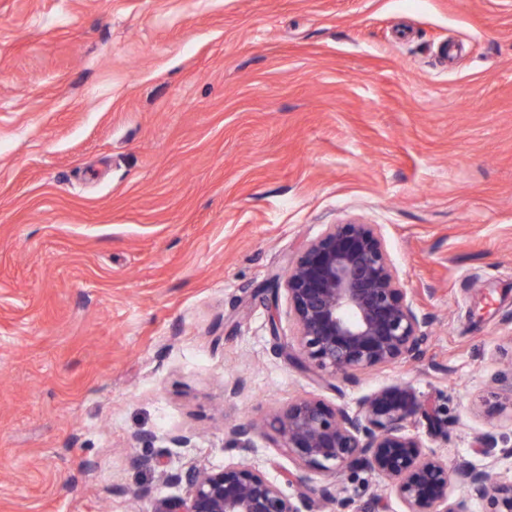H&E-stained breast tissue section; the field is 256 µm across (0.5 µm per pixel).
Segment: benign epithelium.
I'll list each match as a JSON object with an SVG mask.
<instances>
[{
  "mask_svg": "<svg viewBox=\"0 0 512 512\" xmlns=\"http://www.w3.org/2000/svg\"><path fill=\"white\" fill-rule=\"evenodd\" d=\"M288 314L296 328L302 367L323 377H355L399 360H417L427 338L431 317L407 298V289L392 265L384 239L373 224H331L307 244L288 266L285 277ZM492 415L512 411V366L497 372ZM433 412L409 386L376 391L355 407L329 408L300 398L275 412L269 425L296 462L288 473L287 492L245 461L220 471L192 466L165 474V481L185 485L182 497L162 502L154 512H327L337 502L336 485L310 487L303 473L336 476L362 467L389 487L402 512H465L466 502L482 512H512V478L466 461L448 462L424 450L406 425ZM258 427L240 423L229 431V447L254 448ZM477 448L494 460L498 447L492 434L481 436ZM458 484L464 497H448V485Z\"/></svg>",
  "mask_w": 512,
  "mask_h": 512,
  "instance_id": "7a95c632",
  "label": "benign epithelium"
}]
</instances>
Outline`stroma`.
<instances>
[{
	"label": "stroma",
	"instance_id": "35a3bbf8",
	"mask_svg": "<svg viewBox=\"0 0 512 512\" xmlns=\"http://www.w3.org/2000/svg\"><path fill=\"white\" fill-rule=\"evenodd\" d=\"M350 220L433 324L323 381L256 291ZM511 356L512 0H0V512H153L243 458L281 484L271 411L396 385L441 408L407 435L480 467ZM492 382L497 386L498 392L492 396L493 401L486 400L488 412L494 415L509 409L512 417V363L509 368L497 372ZM258 427L252 422L240 423L229 431V447L242 452H249L254 448V438Z\"/></svg>",
	"mask_w": 512,
	"mask_h": 512
}]
</instances>
